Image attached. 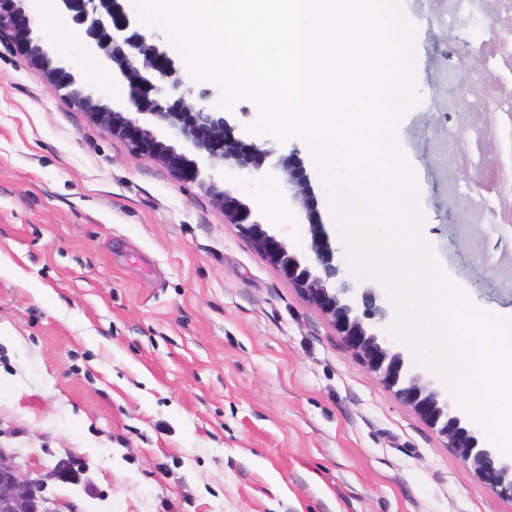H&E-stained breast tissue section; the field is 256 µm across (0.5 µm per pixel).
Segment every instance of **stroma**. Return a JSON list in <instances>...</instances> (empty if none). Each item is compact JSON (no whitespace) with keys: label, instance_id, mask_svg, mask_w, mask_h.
<instances>
[{"label":"stroma","instance_id":"obj_1","mask_svg":"<svg viewBox=\"0 0 512 512\" xmlns=\"http://www.w3.org/2000/svg\"><path fill=\"white\" fill-rule=\"evenodd\" d=\"M401 0L419 27L422 101L398 125L423 233L481 308L512 316V193L489 176L512 117V65ZM34 11L52 60L126 107L129 87L61 12ZM470 112L437 122L449 95ZM224 186L308 253L282 175ZM456 249H449V242ZM474 255L465 265L460 254ZM0 448L59 512H512L352 354L209 194L133 154L0 37ZM71 459L78 481L55 476Z\"/></svg>","mask_w":512,"mask_h":512}]
</instances>
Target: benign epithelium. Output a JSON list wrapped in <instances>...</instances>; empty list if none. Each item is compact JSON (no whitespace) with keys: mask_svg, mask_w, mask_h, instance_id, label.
Here are the masks:
<instances>
[{"mask_svg":"<svg viewBox=\"0 0 512 512\" xmlns=\"http://www.w3.org/2000/svg\"><path fill=\"white\" fill-rule=\"evenodd\" d=\"M34 0H0V33L7 31L35 75L65 91L70 103L106 132L124 139L135 154L161 160L173 176L195 183L224 212V221L238 226L254 248L315 305L343 336L348 348L402 402L443 437L448 447L470 465L478 479L497 494L512 498V460L481 439L479 425L467 418L433 381L405 366L403 356L384 334L387 311L376 306L371 287L342 277L336 249L315 208L309 175L298 149L280 157L274 169L285 176L288 196L300 203L311 233L310 254L290 252L273 229L252 218L251 209L215 176L224 164L259 174L273 150L233 136L230 112H211L203 104L209 92L194 93L185 84L177 56L130 14L124 0H57L58 7L83 31L84 51L117 69L130 89L127 111L105 103V96L77 84L62 63H53L47 46L34 35ZM150 115L154 126L141 123ZM181 142L167 143L157 128ZM0 512H58L43 495V483L21 472L14 456L0 448Z\"/></svg>","mask_w":512,"mask_h":512,"instance_id":"benign-epithelium-1","label":"benign epithelium"}]
</instances>
